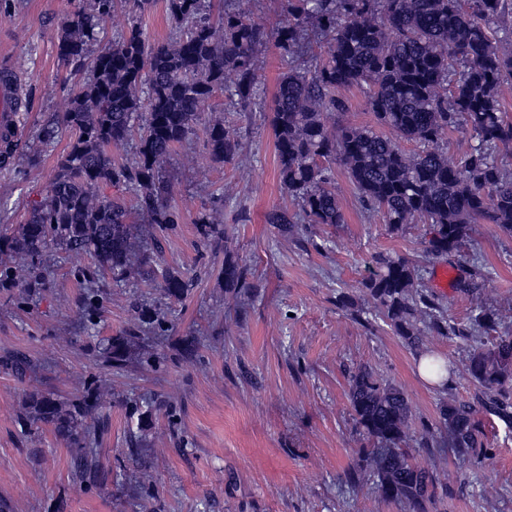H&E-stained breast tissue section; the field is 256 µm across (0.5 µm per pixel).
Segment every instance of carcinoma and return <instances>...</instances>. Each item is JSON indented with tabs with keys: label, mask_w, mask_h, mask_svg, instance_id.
<instances>
[{
	"label": "carcinoma",
	"mask_w": 512,
	"mask_h": 512,
	"mask_svg": "<svg viewBox=\"0 0 512 512\" xmlns=\"http://www.w3.org/2000/svg\"><path fill=\"white\" fill-rule=\"evenodd\" d=\"M114 0H75L58 29L57 54L65 65L86 67L90 75L73 82L60 123L72 132L44 198L8 237L24 279L34 273L29 261L51 244L90 254L98 272H125L132 262V225L122 199L100 192L103 184L133 192L151 224H176L170 204L174 187L164 163L200 121L212 96L221 91L239 112L255 104L261 91L256 51L274 41L283 71L274 95L271 128L277 176L297 200L299 212L274 210L267 223L286 233L300 222L343 224L336 196V167L345 170L362 208L383 214L394 230L404 224H429L425 250L432 256L456 251L472 224L512 230V174L499 152L512 147V117L502 110L501 88L512 80V29H495L512 15V0H288L287 15L267 28L238 12L211 21L212 0H167L179 34L151 44L133 24L118 40L90 55L112 15ZM324 39L323 53L309 69L297 66L310 37ZM357 87L374 115L377 131L342 120L347 106L336 92ZM140 132L135 160L119 162L109 147ZM464 134L455 159L448 158V135ZM212 158L227 162L241 146L236 135L216 121L206 129ZM417 150L407 152L401 143ZM224 215L198 218L204 238L224 234ZM364 286L375 315L435 372L450 382L454 361L436 357L424 336H455L474 343L466 370L481 391L477 403L446 402L439 425L448 430V448L460 457L489 456L485 434L474 420L476 406L512 427V336L482 342L495 315L479 309L459 325L422 290L416 268L403 257L380 255ZM224 283L243 285L248 269L224 261ZM191 279L171 268L162 288L181 297ZM426 328L418 327V322ZM107 366L121 367L128 348L109 341L99 351ZM348 399L363 435L376 444L359 464L379 494L403 503L408 512H427L438 496L453 491L434 473L413 462L406 447L412 412L404 390L359 366L349 378ZM102 399L77 405L33 387L21 420L48 425L73 445V479H100L98 449L93 447L106 419L89 425Z\"/></svg>",
	"instance_id": "carcinoma-1"
}]
</instances>
